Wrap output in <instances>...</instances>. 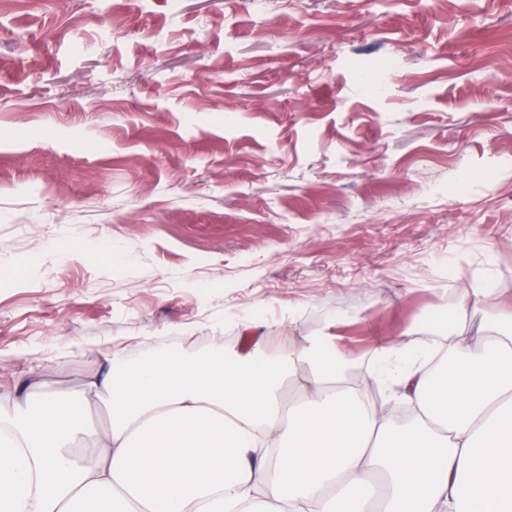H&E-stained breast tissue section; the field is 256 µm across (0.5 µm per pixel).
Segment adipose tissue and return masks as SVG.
Here are the masks:
<instances>
[{
	"label": "adipose tissue",
	"instance_id": "obj_1",
	"mask_svg": "<svg viewBox=\"0 0 512 512\" xmlns=\"http://www.w3.org/2000/svg\"><path fill=\"white\" fill-rule=\"evenodd\" d=\"M470 300L448 363L428 369L432 338L370 348L403 425L327 336L274 356L257 340L115 350L70 396L31 380L0 412V512H512V308Z\"/></svg>",
	"mask_w": 512,
	"mask_h": 512
}]
</instances>
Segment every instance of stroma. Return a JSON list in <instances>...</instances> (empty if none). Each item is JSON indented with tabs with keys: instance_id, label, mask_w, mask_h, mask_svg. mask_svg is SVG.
<instances>
[{
	"instance_id": "stroma-1",
	"label": "stroma",
	"mask_w": 512,
	"mask_h": 512,
	"mask_svg": "<svg viewBox=\"0 0 512 512\" xmlns=\"http://www.w3.org/2000/svg\"><path fill=\"white\" fill-rule=\"evenodd\" d=\"M485 281L512 289V0H0V410L253 320L366 381Z\"/></svg>"
}]
</instances>
